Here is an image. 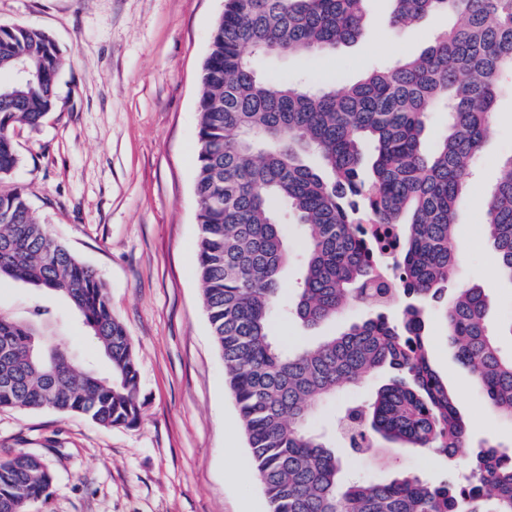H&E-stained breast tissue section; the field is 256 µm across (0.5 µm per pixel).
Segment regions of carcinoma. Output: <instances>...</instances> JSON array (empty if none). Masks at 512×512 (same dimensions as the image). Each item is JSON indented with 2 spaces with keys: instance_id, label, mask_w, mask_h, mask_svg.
Wrapping results in <instances>:
<instances>
[{
  "instance_id": "carcinoma-1",
  "label": "carcinoma",
  "mask_w": 512,
  "mask_h": 512,
  "mask_svg": "<svg viewBox=\"0 0 512 512\" xmlns=\"http://www.w3.org/2000/svg\"><path fill=\"white\" fill-rule=\"evenodd\" d=\"M365 2L224 0L203 64L194 183L211 335L266 512H512V450L485 441L472 451L469 480L451 476L470 434L427 336L437 310L456 361L491 411L512 420V353L487 322L486 289L456 288L445 299L457 208L491 131L500 76L512 72V0H392L396 28L435 11L455 22L419 56L340 89L302 87L257 67L268 53L306 57L359 41ZM23 62L30 83L16 80ZM63 65L45 31L0 26V279L59 297L111 372L56 339L50 308L36 305L23 318L0 311V407L132 426L141 412L137 356L105 284L36 219L21 189L3 188L20 163L13 131L40 126L53 111ZM440 102L448 128L426 151L422 135ZM276 203L297 212L304 232L293 306L302 325L361 304L370 317L315 345L276 341L288 263ZM485 206L496 274L512 281V156ZM366 222L386 225L398 241L390 282L380 274L384 239ZM381 368L388 382L345 407L340 436L359 454L381 438L441 455L445 479L401 470L386 482L346 480L335 442L309 429L325 401ZM52 488L41 457H0V512H33Z\"/></svg>"
}]
</instances>
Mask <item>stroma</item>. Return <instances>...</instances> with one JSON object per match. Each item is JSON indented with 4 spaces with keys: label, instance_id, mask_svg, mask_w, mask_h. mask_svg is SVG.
Returning <instances> with one entry per match:
<instances>
[{
    "label": "stroma",
    "instance_id": "obj_1",
    "mask_svg": "<svg viewBox=\"0 0 512 512\" xmlns=\"http://www.w3.org/2000/svg\"><path fill=\"white\" fill-rule=\"evenodd\" d=\"M224 0H0V26L47 32L65 65L57 103L37 128L14 133L21 188L41 223L105 282L113 316L137 355L140 419L103 428L50 410L0 409V456L26 451L54 473L42 512H265L248 462L246 440L225 382L224 360L209 331L197 273L194 191L201 73ZM366 34L358 42L306 59L269 55L264 68L298 80L349 85L367 72L421 54L453 19L432 13L402 29L390 22L391 0H367ZM493 132L456 218L455 283L489 289L488 314L512 324V281H491L493 255L477 208L512 156V76L501 81ZM289 260L282 302H292L303 273V236L295 212L279 206ZM43 305L56 310L53 330L69 350L106 361L84 327L53 296L4 279L0 310L17 315ZM366 307L304 329L275 317L284 343H311L364 318ZM431 359L456 390L474 439L512 450V421L494 417L469 371L458 364L432 316ZM375 375L324 404L312 419L332 432L340 408L369 398ZM349 479L385 481L399 470L443 478L446 460L409 448H380L362 458L337 448Z\"/></svg>",
    "mask_w": 512,
    "mask_h": 512
}]
</instances>
